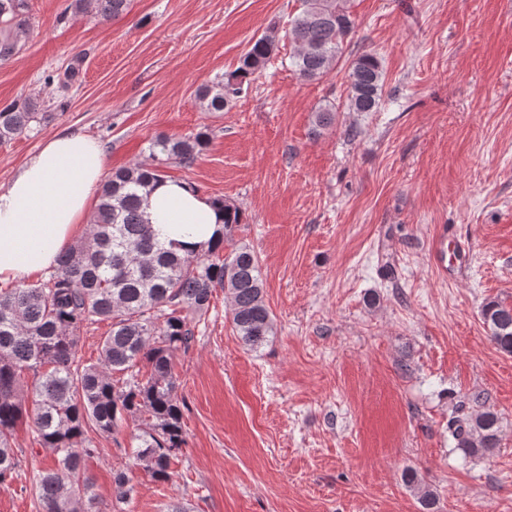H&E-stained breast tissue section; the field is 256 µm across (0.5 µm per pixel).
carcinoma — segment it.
Instances as JSON below:
<instances>
[{"label": "carcinoma", "instance_id": "obj_1", "mask_svg": "<svg viewBox=\"0 0 512 512\" xmlns=\"http://www.w3.org/2000/svg\"><path fill=\"white\" fill-rule=\"evenodd\" d=\"M130 0H68L65 12L93 11L102 21L128 12ZM302 11L288 38L296 50L291 65L305 80L326 74L342 55L354 21L339 0H301ZM28 0H0V62L18 55L27 25ZM277 49L262 35L251 42L226 80L204 85L197 99L222 112L250 84ZM349 106L372 112L382 96L383 70L365 53L351 65ZM45 119L39 101L0 108V142L29 131ZM206 134L159 135L151 143L155 165L134 164L111 172L97 192L86 236L57 256L55 273L38 284L0 288V487L21 467L12 446L18 425L30 429L49 464L35 495L41 512H93L92 482L84 462L96 448L93 435L117 438L129 422L128 455L157 481L171 479L172 461L186 444L184 402L178 395L175 359L195 343L197 323L217 290L230 303L234 331L249 349L276 335L264 300L261 263L243 246L224 255L220 244L189 251L160 243L144 218L150 180L169 163L192 164ZM222 239L242 223L239 207L223 203ZM490 339L512 354V306L490 301L482 308ZM107 321L96 361L77 357L84 331ZM501 418L483 408L448 426L455 446L468 456L498 447ZM116 501L126 502L133 485L126 471L113 474Z\"/></svg>", "mask_w": 512, "mask_h": 512}]
</instances>
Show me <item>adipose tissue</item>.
Returning <instances> with one entry per match:
<instances>
[{"mask_svg":"<svg viewBox=\"0 0 512 512\" xmlns=\"http://www.w3.org/2000/svg\"><path fill=\"white\" fill-rule=\"evenodd\" d=\"M106 158L101 144L74 131L47 139L0 188V283H18L52 267L89 218ZM160 242L207 247L224 219L185 183H154L147 209Z\"/></svg>","mask_w":512,"mask_h":512,"instance_id":"adipose-tissue-1","label":"adipose tissue"}]
</instances>
